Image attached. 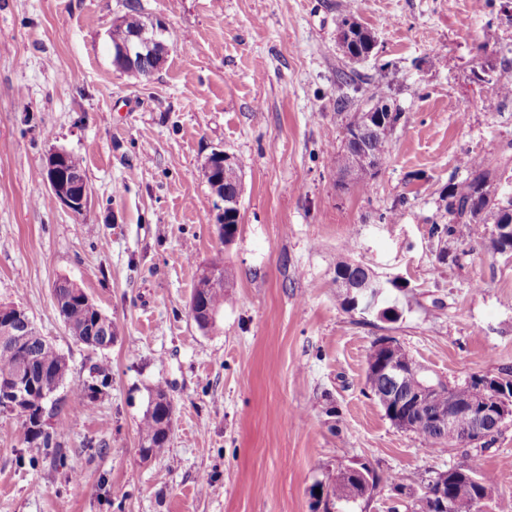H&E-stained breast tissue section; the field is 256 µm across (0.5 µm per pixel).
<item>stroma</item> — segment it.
<instances>
[{"mask_svg": "<svg viewBox=\"0 0 512 512\" xmlns=\"http://www.w3.org/2000/svg\"><path fill=\"white\" fill-rule=\"evenodd\" d=\"M343 2L140 0L176 40L139 78L112 66L127 0H0V304L23 309L74 375H111L93 410L70 401L51 419L60 450L31 448L0 412V512H415L392 503L387 476L411 486L455 459L384 417L366 360L390 336L436 380L512 370V255L455 240L441 264L430 237L463 158L512 143V97L495 101L491 81L512 65V0H358L375 45L355 63L337 51ZM341 70L359 75L358 100L404 114L364 191L329 161L346 136ZM57 149L84 160L82 213L47 183ZM216 151L241 166L229 243L203 175ZM342 256L400 280L386 297L398 321L343 309ZM214 263L233 302L203 330L190 299ZM62 279L112 319L111 348L66 330ZM159 384L170 441L145 461ZM468 454L480 472L512 466V425ZM362 463L384 478L370 500L310 495L325 471ZM152 397L155 399V404L152 406V401H150V406H148L140 423L141 443L139 453L143 460L162 458L170 440L173 415L172 403L165 388L160 384L153 389ZM158 399L162 401H158Z\"/></svg>", "mask_w": 512, "mask_h": 512, "instance_id": "35a3bbf8", "label": "stroma"}]
</instances>
